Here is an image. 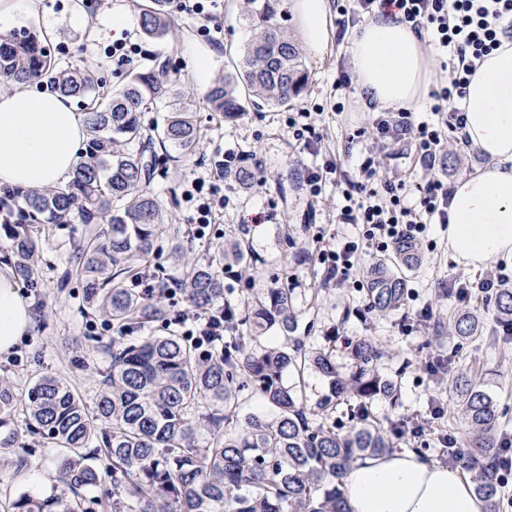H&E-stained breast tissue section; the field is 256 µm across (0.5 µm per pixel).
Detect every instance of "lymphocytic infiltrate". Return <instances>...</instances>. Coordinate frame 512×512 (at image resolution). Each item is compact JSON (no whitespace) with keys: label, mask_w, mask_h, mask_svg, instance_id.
<instances>
[{"label":"lymphocytic infiltrate","mask_w":512,"mask_h":512,"mask_svg":"<svg viewBox=\"0 0 512 512\" xmlns=\"http://www.w3.org/2000/svg\"><path fill=\"white\" fill-rule=\"evenodd\" d=\"M339 31L370 16L383 15L407 24L421 42L446 50L448 78L432 89L435 121L416 120L412 112L382 110L371 128H357L348 136L354 145L364 138L389 140L409 151L422 168L421 178L380 179L372 158H365L356 178L346 180L336 205V221L360 226L358 239L322 251L319 259L338 282L352 275L358 253H384L396 244L421 241L431 225L448 221L450 192L435 174L449 133L459 134L465 123L462 102L478 63L512 42V0H336ZM459 146H467L461 138ZM512 283V271L498 263L478 283L453 279L448 291L458 303H468L473 292L493 298Z\"/></svg>","instance_id":"f902f5d3"}]
</instances>
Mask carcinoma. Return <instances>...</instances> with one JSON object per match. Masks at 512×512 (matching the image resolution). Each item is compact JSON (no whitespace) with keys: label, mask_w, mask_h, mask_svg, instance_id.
<instances>
[{"label":"carcinoma","mask_w":512,"mask_h":512,"mask_svg":"<svg viewBox=\"0 0 512 512\" xmlns=\"http://www.w3.org/2000/svg\"><path fill=\"white\" fill-rule=\"evenodd\" d=\"M140 29L147 40L173 33L171 0L138 4ZM288 0H245L242 20L250 31L236 68L209 87L211 109L226 117L246 106L288 108L309 81L306 56L284 26ZM44 80L74 99L86 114L89 136L81 160L64 184L50 189L0 190L8 215L13 266L30 290L35 309L42 306L43 282L34 264L41 228L73 229L63 282L75 279L87 290L84 317H105L120 334L110 345V362L100 372L93 405L72 384L54 375L36 377L18 399L0 378V460L12 463L16 413L27 430L50 448L57 480L69 495L24 493L0 503V512H88L87 494L112 480V499L101 512H349L344 478L366 457L395 451V428L372 412V402L395 398L396 386L378 368L385 356L369 339L354 343L352 371L336 366L334 349L313 348L296 335L300 312L293 289L264 288L247 297L224 292V280L209 264L188 262L177 289L152 270L157 227L168 211L149 185L157 151L194 154L200 130L184 105L173 109L153 134L146 133L145 106L164 98L185 100L190 91L166 60L129 74L122 85L104 87L98 64L64 66L48 36L19 29L0 36V84L11 88ZM224 258L248 261L246 247L233 238ZM421 261L419 247L405 246L363 270L370 308L382 315L399 310L408 294L406 272ZM153 279L155 288H135ZM184 296L197 310L224 307V339L210 351L183 335L167 300ZM496 318L512 319V288L496 295ZM160 324L164 334L154 333ZM455 335L470 339L484 321L464 312L448 318ZM270 331L283 341L253 343ZM320 373L328 393L309 405L298 385L285 375ZM459 414L456 447L444 449L446 461L467 473L486 512H498L500 488L495 460L499 453L497 401L466 370L448 378ZM258 399L271 413L241 415ZM349 426L332 422L344 402Z\"/></svg>","instance_id":"carcinoma-1"}]
</instances>
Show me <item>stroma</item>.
<instances>
[{"instance_id": "1", "label": "stroma", "mask_w": 512, "mask_h": 512, "mask_svg": "<svg viewBox=\"0 0 512 512\" xmlns=\"http://www.w3.org/2000/svg\"><path fill=\"white\" fill-rule=\"evenodd\" d=\"M77 0H40L36 19L18 18L14 26H27L45 31L51 38L57 57L67 65H79L89 58L100 63V74L107 85L120 83L126 67L112 62L105 50L112 37L125 32L141 52L135 66L148 64L155 56L170 58L171 66L180 77L182 86L190 88L195 100L194 119L203 139L196 155L185 159L168 158L159 166L151 190L165 203L169 222L159 232L154 264L162 267L167 277L177 271L169 256V241L173 234L185 237L189 258L213 261L225 288L241 292L251 288H271L288 283L293 288L301 312V335L308 346H335V339L356 341L369 338L387 353L380 368L397 387L395 399H380L373 405L376 417L383 423L401 424L398 450H414L432 461H439L438 434L458 423L454 406H447L441 418L432 420L433 434L427 439L413 438L408 427L413 421L427 417L428 404L434 398H448L445 374H432L426 368L430 358H444L447 372L465 367L477 371L485 388L496 398L505 432L512 433V340L486 335L463 340L448 329H434L432 323H417L402 328V316L395 313L380 315L368 308L363 289L336 285L329 280L316 260L320 248L335 245L346 235H358V228L336 221L338 182L351 174L355 164L366 155H373L379 177H407L416 165L415 157L401 158L393 149L376 146L366 152L364 145L353 152L345 150V132L370 126L375 115L371 112L339 113L336 81L350 72V43L331 40L326 50L307 52L309 84L297 102L298 108L321 106L323 114L317 124L319 139L313 151L295 145L288 136V110L263 107L247 108L235 119L220 118L207 108L204 95L209 86L232 68V59L245 46L250 32L241 19L242 0H223L217 21L223 31L219 43L201 35L195 19L181 14L176 18V33L167 41L145 40L139 27V12L134 0H98L88 12L89 27L75 25L71 16ZM126 19L124 27L112 25L113 16ZM211 56L206 75L195 71L198 55ZM236 153L244 162L256 166L263 184L242 190L217 182L214 191L225 197L226 205L209 227L204 238L190 237L188 230L195 204L186 192L195 177L208 175L217 150ZM296 160L307 165H333L322 198L316 209H309V189L303 186L299 171H287L286 164ZM233 231L248 247L253 263L250 269L225 265L220 253L225 231ZM72 233L68 226H47L42 233L43 246L38 266L44 284L45 305L40 317L12 352L0 356V377L7 378L17 395H25L32 380L39 375L60 377L84 396L98 388L101 370L108 364L106 352L74 348L75 340L93 336L111 342L110 322L98 318L87 321L82 315L87 305L84 289L75 284L61 285L65 267V246ZM431 242L421 243V264L409 272L408 308L430 303L436 318L468 309L492 321L493 304L473 297L468 305L442 297L441 288L448 279L461 275L470 281L483 277V270L467 269L457 264L448 252L444 229L434 226ZM336 348V362L349 367L344 347ZM16 453L22 465L0 467V500H10L22 493L45 495L66 494L67 489L55 478L51 461L56 449L43 445L38 436L29 433L22 419H15Z\"/></svg>"}]
</instances>
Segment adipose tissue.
I'll return each mask as SVG.
<instances>
[{"instance_id":"adipose-tissue-1","label":"adipose tissue","mask_w":512,"mask_h":512,"mask_svg":"<svg viewBox=\"0 0 512 512\" xmlns=\"http://www.w3.org/2000/svg\"><path fill=\"white\" fill-rule=\"evenodd\" d=\"M303 43L320 51L331 35L329 0H290ZM351 64L359 85L385 107L416 105L437 77L411 29L381 18L356 30ZM470 145L489 158L450 187L446 242L450 255L480 269L512 257V43L477 66L467 87ZM86 138L83 113L69 98L34 84L0 94V182L39 188L66 180ZM33 316L9 268L0 267V355L13 350ZM350 512H484L461 468L413 451L357 462L345 479Z\"/></svg>"}]
</instances>
